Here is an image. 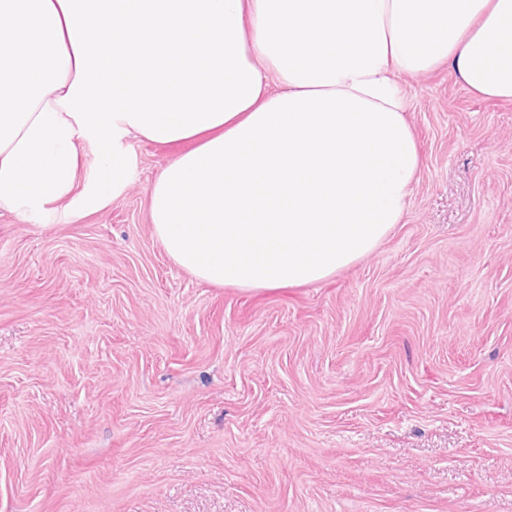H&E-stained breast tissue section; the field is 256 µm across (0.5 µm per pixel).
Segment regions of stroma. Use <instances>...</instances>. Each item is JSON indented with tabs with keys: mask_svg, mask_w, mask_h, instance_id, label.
Wrapping results in <instances>:
<instances>
[{
	"mask_svg": "<svg viewBox=\"0 0 512 512\" xmlns=\"http://www.w3.org/2000/svg\"><path fill=\"white\" fill-rule=\"evenodd\" d=\"M401 86L407 213L316 284L173 263L183 143L135 141L96 212L0 214V512H512V102Z\"/></svg>",
	"mask_w": 512,
	"mask_h": 512,
	"instance_id": "1",
	"label": "stroma"
}]
</instances>
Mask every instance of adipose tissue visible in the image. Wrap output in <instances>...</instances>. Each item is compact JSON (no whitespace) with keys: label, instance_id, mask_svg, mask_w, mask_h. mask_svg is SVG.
I'll return each instance as SVG.
<instances>
[{"label":"adipose tissue","instance_id":"ef3b65f1","mask_svg":"<svg viewBox=\"0 0 512 512\" xmlns=\"http://www.w3.org/2000/svg\"><path fill=\"white\" fill-rule=\"evenodd\" d=\"M446 63L511 101L512 0H0V211H97L133 141L186 142L149 189L171 260L317 283L402 223L421 160L398 79Z\"/></svg>","mask_w":512,"mask_h":512}]
</instances>
